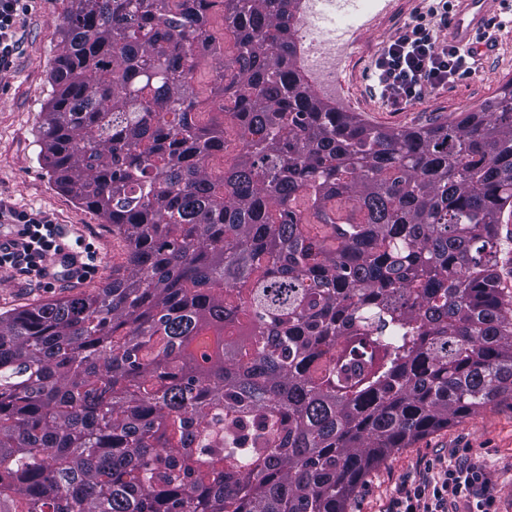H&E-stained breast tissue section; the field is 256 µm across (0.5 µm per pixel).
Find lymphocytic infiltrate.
Segmentation results:
<instances>
[{"label":"lymphocytic infiltrate","instance_id":"obj_1","mask_svg":"<svg viewBox=\"0 0 512 512\" xmlns=\"http://www.w3.org/2000/svg\"><path fill=\"white\" fill-rule=\"evenodd\" d=\"M31 0H0V73L9 71L18 52L15 38L19 16L30 8ZM410 22L381 50L374 63V76L383 98L399 107L444 87L470 67L457 46L437 40L433 31L448 25V0H421ZM0 223L21 225L22 247H0V271L45 283L47 256L70 247L80 255L83 273L97 268V253L85 238L65 243L58 224L44 212L20 210L0 199ZM489 480L475 466L446 470L442 480L403 487L389 512H448L449 498L469 496L476 501L475 512H487Z\"/></svg>","mask_w":512,"mask_h":512}]
</instances>
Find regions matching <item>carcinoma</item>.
Wrapping results in <instances>:
<instances>
[{"label": "carcinoma", "instance_id": "carcinoma-1", "mask_svg": "<svg viewBox=\"0 0 512 512\" xmlns=\"http://www.w3.org/2000/svg\"><path fill=\"white\" fill-rule=\"evenodd\" d=\"M300 15L68 0L40 153L127 253L92 294L0 313L20 512H345L376 463L512 394V79L448 123L372 126L310 88ZM204 110L242 145L220 177Z\"/></svg>", "mask_w": 512, "mask_h": 512}]
</instances>
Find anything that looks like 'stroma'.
I'll use <instances>...</instances> for the list:
<instances>
[{
  "mask_svg": "<svg viewBox=\"0 0 512 512\" xmlns=\"http://www.w3.org/2000/svg\"><path fill=\"white\" fill-rule=\"evenodd\" d=\"M418 3L381 0L376 23L362 32L340 64L335 103L343 111L377 126H429L483 107L512 79V0H495L492 13L502 26L491 30L479 52L477 73L394 109L374 88V62ZM66 9V0H35L17 27L14 65L0 73V196L18 208L46 212L66 232L85 237L95 246L100 264L90 278L58 281L50 288L2 272L0 313L93 293L126 258L124 239L98 214L63 193L39 156L37 132L51 95L49 76L59 55L58 25ZM444 458L484 470L492 481L494 512H512V396L430 433L376 465L348 498L345 512H388L402 484L436 477V464Z\"/></svg>",
  "mask_w": 512,
  "mask_h": 512,
  "instance_id": "obj_1",
  "label": "stroma"
}]
</instances>
